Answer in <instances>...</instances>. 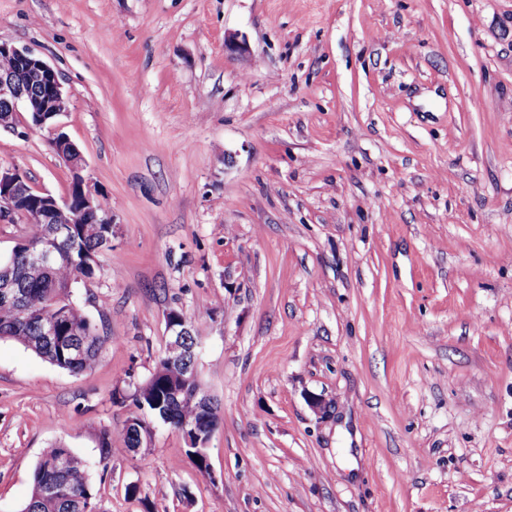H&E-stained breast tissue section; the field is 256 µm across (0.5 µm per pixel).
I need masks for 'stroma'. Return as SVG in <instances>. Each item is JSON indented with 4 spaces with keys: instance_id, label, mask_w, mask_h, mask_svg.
Masks as SVG:
<instances>
[{
    "instance_id": "obj_1",
    "label": "stroma",
    "mask_w": 512,
    "mask_h": 512,
    "mask_svg": "<svg viewBox=\"0 0 512 512\" xmlns=\"http://www.w3.org/2000/svg\"><path fill=\"white\" fill-rule=\"evenodd\" d=\"M0 41L66 98L0 166L66 198L63 133L114 218L97 364L0 339V512L58 444L104 512H512V0H0ZM172 310L205 473L161 424L125 450ZM173 311H176V310H172L170 312H173ZM176 312L178 313V315L180 317H183L187 322H189L192 325V323L187 319V317L183 313H181L179 311H176ZM185 320L182 321L183 327H181V328H176L175 323L169 324V326H168V333L169 332L171 333L170 336H172V339L174 340V342L172 343V345L170 346V349L167 352V360L171 366L176 365L179 368H181L183 374L190 372L193 377L196 375L195 374V371H196L195 364L197 362L198 354H196L194 352V348L189 349V351L187 353H180V348L178 347V344L176 343L177 340H178V343L181 342V336H190L191 341H193V339H195V340L198 339V336L193 335V334H195L194 326L192 325L193 326V333H192L191 327L186 326L187 323ZM170 336H168V341L166 343V349H167L168 342L170 340Z\"/></svg>"
}]
</instances>
